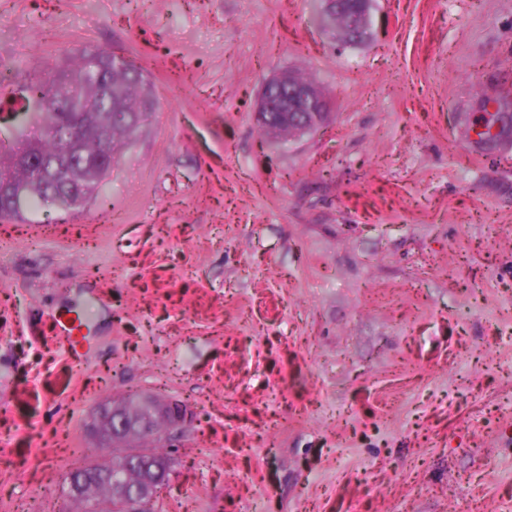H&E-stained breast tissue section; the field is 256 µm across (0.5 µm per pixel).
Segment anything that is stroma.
<instances>
[{"mask_svg":"<svg viewBox=\"0 0 512 512\" xmlns=\"http://www.w3.org/2000/svg\"><path fill=\"white\" fill-rule=\"evenodd\" d=\"M0 0V139L78 49L157 110L84 207L0 219V512L65 500L86 426L187 401L157 512H512V0ZM327 122L263 131L281 71ZM87 323L75 362L52 317ZM346 1H356L357 7L354 14V27L357 38H363L371 27V4L372 0H326L324 12L336 11L339 14L343 11Z\"/></svg>","mask_w":512,"mask_h":512,"instance_id":"1","label":"stroma"}]
</instances>
